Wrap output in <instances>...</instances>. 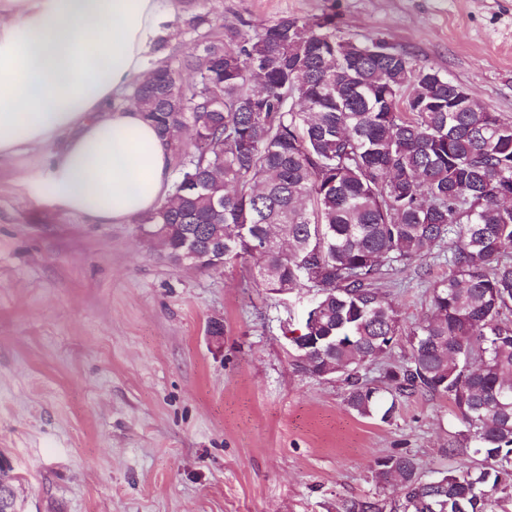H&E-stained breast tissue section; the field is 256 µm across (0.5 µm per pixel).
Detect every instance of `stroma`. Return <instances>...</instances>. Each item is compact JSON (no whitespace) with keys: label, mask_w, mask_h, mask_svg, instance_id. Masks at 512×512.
<instances>
[{"label":"stroma","mask_w":512,"mask_h":512,"mask_svg":"<svg viewBox=\"0 0 512 512\" xmlns=\"http://www.w3.org/2000/svg\"><path fill=\"white\" fill-rule=\"evenodd\" d=\"M175 18L153 65H179L224 30L336 16L387 40L512 121V0H160ZM0 165V456L19 512H340L393 497L371 472L413 455L457 467L448 399H402L391 422L352 413L342 379L295 364L287 330L307 290L280 298L256 266L172 263L138 223L88 224ZM430 258L391 289L405 323L447 277ZM222 335H214V325Z\"/></svg>","instance_id":"35a3bbf8"}]
</instances>
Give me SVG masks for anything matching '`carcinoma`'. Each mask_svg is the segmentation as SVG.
Here are the masks:
<instances>
[{
	"label": "carcinoma",
	"instance_id": "obj_1",
	"mask_svg": "<svg viewBox=\"0 0 512 512\" xmlns=\"http://www.w3.org/2000/svg\"><path fill=\"white\" fill-rule=\"evenodd\" d=\"M325 23L283 16L191 57L199 80L156 67L133 98L170 150L197 154L140 220L175 263L209 269L255 259L256 287L314 291L288 331L296 366L344 377L346 406L389 422L404 397L448 399L484 465L423 478L407 453L376 463L394 504L350 499L343 512H503L512 503V122L480 107L448 111L455 83L401 51ZM448 252L429 313L402 322L385 290L398 268ZM404 343L385 387L361 369Z\"/></svg>",
	"mask_w": 512,
	"mask_h": 512
}]
</instances>
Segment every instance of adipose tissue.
Here are the masks:
<instances>
[{
	"mask_svg": "<svg viewBox=\"0 0 512 512\" xmlns=\"http://www.w3.org/2000/svg\"><path fill=\"white\" fill-rule=\"evenodd\" d=\"M172 31L159 0H0V162L39 152L24 180L85 223L153 213L171 152L126 95Z\"/></svg>",
	"mask_w": 512,
	"mask_h": 512,
	"instance_id": "adipose-tissue-1",
	"label": "adipose tissue"
}]
</instances>
